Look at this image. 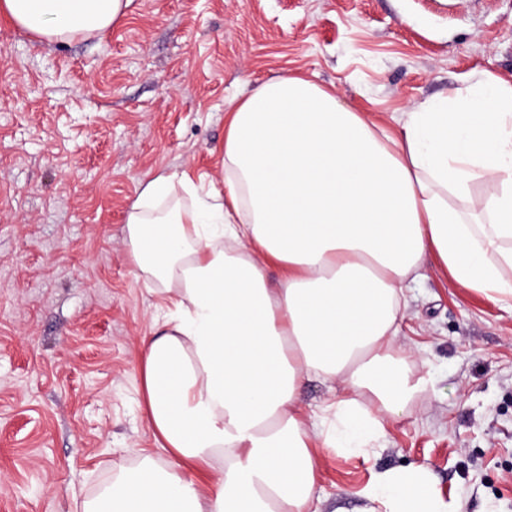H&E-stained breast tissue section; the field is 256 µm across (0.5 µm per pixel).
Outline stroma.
Segmentation results:
<instances>
[{
  "label": "stroma",
  "instance_id": "obj_1",
  "mask_svg": "<svg viewBox=\"0 0 512 512\" xmlns=\"http://www.w3.org/2000/svg\"><path fill=\"white\" fill-rule=\"evenodd\" d=\"M484 71L512 81V0H130L62 43L0 18V512H86L167 464L140 373L161 286L125 218L156 175L219 180L230 102L301 72L395 130ZM397 341L428 390L373 452L315 449L317 512L417 466L460 512H512V309L429 260Z\"/></svg>",
  "mask_w": 512,
  "mask_h": 512
}]
</instances>
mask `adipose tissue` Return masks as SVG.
<instances>
[{"mask_svg": "<svg viewBox=\"0 0 512 512\" xmlns=\"http://www.w3.org/2000/svg\"><path fill=\"white\" fill-rule=\"evenodd\" d=\"M126 5L0 0V15L57 42L103 32ZM221 169L207 191L187 171L150 179L128 212L129 257L169 295L141 372L174 464L127 470L91 512H314V446H374L427 388L396 342L422 262L512 301L510 82L415 106L394 134L287 74L226 108ZM478 182L493 190L476 201ZM311 379L340 392L306 417L297 393ZM186 462L222 463L207 496L183 479ZM366 494L381 512H459L423 467L381 472Z\"/></svg>", "mask_w": 512, "mask_h": 512, "instance_id": "adipose-tissue-1", "label": "adipose tissue"}]
</instances>
